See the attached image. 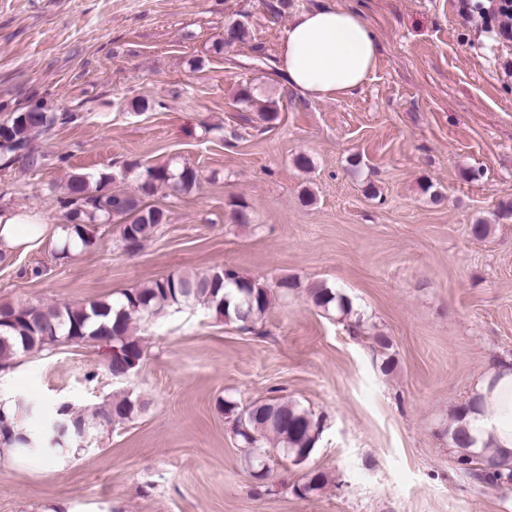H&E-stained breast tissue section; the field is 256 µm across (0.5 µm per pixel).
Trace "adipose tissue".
Returning a JSON list of instances; mask_svg holds the SVG:
<instances>
[{
  "instance_id": "1",
  "label": "adipose tissue",
  "mask_w": 512,
  "mask_h": 512,
  "mask_svg": "<svg viewBox=\"0 0 512 512\" xmlns=\"http://www.w3.org/2000/svg\"><path fill=\"white\" fill-rule=\"evenodd\" d=\"M379 45L372 28L357 12L315 8L296 14L285 31L278 71L299 96L323 100L364 85L378 63ZM50 221L31 211H0V244L11 249L40 239ZM495 387L480 383L490 409L472 413L467 423L479 443L512 451V367L491 365Z\"/></svg>"
}]
</instances>
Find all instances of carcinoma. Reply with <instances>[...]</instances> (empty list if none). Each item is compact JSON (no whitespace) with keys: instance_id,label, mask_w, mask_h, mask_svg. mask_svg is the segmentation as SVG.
<instances>
[{"instance_id":"carcinoma-1","label":"carcinoma","mask_w":512,"mask_h":512,"mask_svg":"<svg viewBox=\"0 0 512 512\" xmlns=\"http://www.w3.org/2000/svg\"><path fill=\"white\" fill-rule=\"evenodd\" d=\"M224 36L231 42L242 43L248 37V28L239 20L232 21L224 29ZM64 120L66 116L48 112L39 104L12 113L0 123V157L19 156L31 165L37 164L33 142L56 122ZM125 169L139 170L131 191L112 187L117 178L110 175L102 174L94 179L76 172L70 176L63 200L68 211L67 223L61 226L64 238L57 246L59 257H69L75 245L84 250L93 248L97 243L93 224L114 218L120 219L121 241L132 240L143 246L160 225L167 223L166 211L147 204L146 200L162 188L187 192L201 180L199 171L187 163L173 169L168 165L143 166L133 162L126 164ZM309 295L313 305L326 314L344 318L356 314L350 296L322 283L313 286ZM272 298L273 291L266 283L245 278L234 267L224 266L207 273L172 274L124 292L111 301L77 305L3 304L0 305V368L25 355L45 351L62 339L73 343H105L125 352L132 350L141 357L143 347L136 334V323L145 316L158 317L172 308L200 305L246 329L267 312ZM373 341L382 357L381 370L391 371L394 359L390 354V339L377 335ZM15 406V413L8 416L10 430L0 431V445L56 459L64 455L66 448H79L82 432L97 434L104 430V422L113 413L123 423L130 421L145 410L146 403L134 392L122 391L94 407L87 416L72 404L62 402L37 433L30 432L26 426V420L37 412L36 407L22 399L16 400ZM485 409V397L474 395L455 412L448 436L457 448V468L486 488L500 489L512 485V453L499 448H475V437L461 424L469 413H483ZM223 410L234 417L235 435L250 449L248 461L257 467L264 462V454L270 448L277 449L295 465L309 460L323 432L322 419L294 400L266 399L245 408L226 400ZM328 483L324 472L308 470L294 485L293 493L306 498Z\"/></svg>"}]
</instances>
